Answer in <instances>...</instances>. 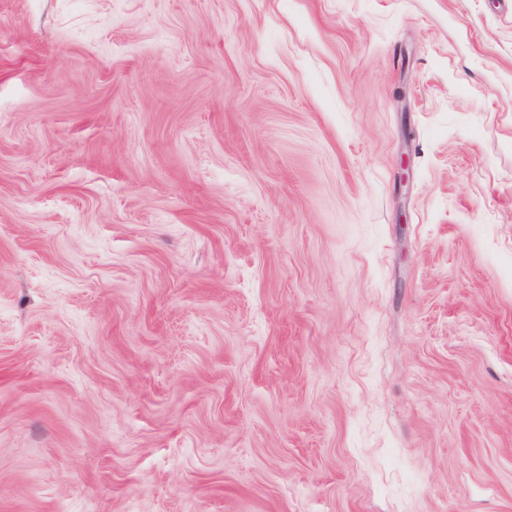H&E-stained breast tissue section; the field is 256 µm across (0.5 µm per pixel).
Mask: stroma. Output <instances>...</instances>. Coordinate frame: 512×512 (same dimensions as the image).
Instances as JSON below:
<instances>
[{"mask_svg":"<svg viewBox=\"0 0 512 512\" xmlns=\"http://www.w3.org/2000/svg\"><path fill=\"white\" fill-rule=\"evenodd\" d=\"M0 512H512V0H0Z\"/></svg>","mask_w":512,"mask_h":512,"instance_id":"1","label":"stroma"}]
</instances>
